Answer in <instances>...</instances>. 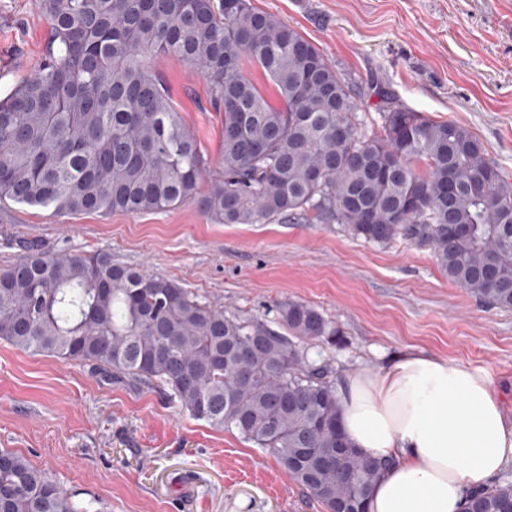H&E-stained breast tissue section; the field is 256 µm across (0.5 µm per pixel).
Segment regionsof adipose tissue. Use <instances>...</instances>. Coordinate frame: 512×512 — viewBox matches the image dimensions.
<instances>
[{
  "instance_id": "ef3b65f1",
  "label": "adipose tissue",
  "mask_w": 512,
  "mask_h": 512,
  "mask_svg": "<svg viewBox=\"0 0 512 512\" xmlns=\"http://www.w3.org/2000/svg\"><path fill=\"white\" fill-rule=\"evenodd\" d=\"M336 394L346 437L390 463L367 512H464L512 465V421L482 370L410 349L348 374Z\"/></svg>"
}]
</instances>
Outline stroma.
Instances as JSON below:
<instances>
[{
  "mask_svg": "<svg viewBox=\"0 0 512 512\" xmlns=\"http://www.w3.org/2000/svg\"><path fill=\"white\" fill-rule=\"evenodd\" d=\"M343 71L377 81L436 121L465 125L512 174V0H253ZM51 22L38 0H0V98L37 67ZM209 161L223 136L194 68L151 58ZM106 252L174 280L209 304L274 324L296 300L336 320L324 347L338 376L415 348L485 371L512 414V310L449 281L430 250L355 239L338 224H217L198 202L153 213L54 215L0 206V266L25 243ZM24 456L79 512H325L274 456L183 412L152 384L102 376L93 362L34 355L0 340V451Z\"/></svg>",
  "mask_w": 512,
  "mask_h": 512,
  "instance_id": "stroma-1",
  "label": "stroma"
}]
</instances>
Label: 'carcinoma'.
Instances as JSON below:
<instances>
[{"mask_svg": "<svg viewBox=\"0 0 512 512\" xmlns=\"http://www.w3.org/2000/svg\"><path fill=\"white\" fill-rule=\"evenodd\" d=\"M51 21L34 75L0 100V205L58 214L143 213L196 197L208 168L155 55L189 64L223 113L218 166L200 203L224 224L298 219L354 239L400 238L484 305L512 310V178L465 126L353 81L251 0H38ZM257 67L267 82L249 76ZM380 99V124L359 102ZM346 136H336V127ZM283 335L202 303L112 255L33 249L0 267V339L159 383L197 419L268 449L325 512H365L386 463L339 427L335 369L311 348L342 344L313 306H277ZM0 469L5 512H77L23 456ZM465 512H512V482Z\"/></svg>", "mask_w": 512, "mask_h": 512, "instance_id": "carcinoma-1", "label": "carcinoma"}]
</instances>
